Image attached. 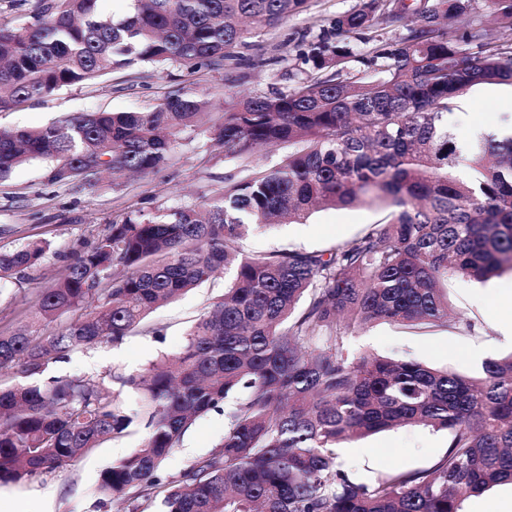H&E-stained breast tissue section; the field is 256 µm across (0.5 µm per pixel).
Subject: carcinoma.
<instances>
[{
  "mask_svg": "<svg viewBox=\"0 0 512 512\" xmlns=\"http://www.w3.org/2000/svg\"><path fill=\"white\" fill-rule=\"evenodd\" d=\"M100 2L40 0L32 21L0 26V110L138 62L216 69L307 0H129L119 18ZM486 8L492 26L459 34L445 21L469 13L471 0H364L334 16L300 54L306 75L289 73L288 91L240 99L206 128L246 175L198 203L116 212L37 294L29 320L0 334V371L17 366L33 380L0 389V482L53 473L138 426L140 446L99 483L129 512L157 496L161 512H465L468 499L512 484V353L467 377L413 360H351L340 343L376 320L447 326L448 279L512 273V131L465 148L448 129L465 92L512 86V0ZM385 28L403 33L367 38L372 46L352 59L349 38ZM207 108L183 85L146 111L0 131V181L33 161H68L70 174L52 180L73 188L104 172L156 175ZM279 143L288 153L278 163L253 164ZM349 206L386 215L328 251L247 256L233 247L255 227ZM46 248L0 252V280L36 265ZM221 270L231 274L224 294L174 361L114 372L117 389L103 379L39 382L70 352L121 341L155 306ZM123 388L140 396L139 411H125ZM221 407L216 450L162 476L187 430ZM412 425L449 434L432 468L364 484L338 467L343 443Z\"/></svg>",
  "mask_w": 512,
  "mask_h": 512,
  "instance_id": "1",
  "label": "carcinoma"
}]
</instances>
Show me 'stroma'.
<instances>
[{"mask_svg": "<svg viewBox=\"0 0 512 512\" xmlns=\"http://www.w3.org/2000/svg\"><path fill=\"white\" fill-rule=\"evenodd\" d=\"M361 0H307L303 11L291 15L277 27L263 31L242 47V62L228 61L214 70L186 73L176 66L136 64L93 84L63 88L42 102L0 111V129L37 128L62 117L97 109L114 112L148 109L180 83H195L207 93L211 118H220L233 98L286 90L288 69L314 40L330 18L358 8ZM467 114L463 123L451 124L459 137L473 128L512 118V87L476 86L457 101ZM237 161L213 150L202 133H193L178 149L176 164L145 179L104 175L95 187L75 190L50 181V169L42 163L18 168L0 181V252L20 248L33 241L50 245L40 263L28 269L23 285L0 284V333H7L24 320L38 291L65 272L76 254L88 250L108 227L115 212L137 205L148 209L176 206L213 196L224 187V179L239 175ZM382 211L366 207L326 208L303 224H279L250 230L237 242L247 255L274 250L321 251L354 241L367 225L380 220ZM224 274H216L198 288L153 310L144 324L122 342L105 341L72 352L54 364V376L70 375L97 380L111 371L141 372L151 361L179 354L188 333L224 289ZM450 304L459 314L455 324L430 331L387 321L373 322L348 333L342 345L349 356L412 359L462 375H475L482 363L512 352L503 342L497 310L512 305V274L484 283L464 278L448 281ZM224 435V415L210 412L185 433L178 448L162 467L166 476H176L197 460L207 457ZM141 430L110 440L75 458L63 470L41 477L0 486L16 495L26 512H123V501L98 490L102 471L113 461L140 445ZM366 449L357 458L338 449L337 461L356 481L371 484L394 471L426 470L436 464L448 448V434L424 426H408L355 440Z\"/></svg>", "mask_w": 512, "mask_h": 512, "instance_id": "35a3bbf8", "label": "stroma"}]
</instances>
